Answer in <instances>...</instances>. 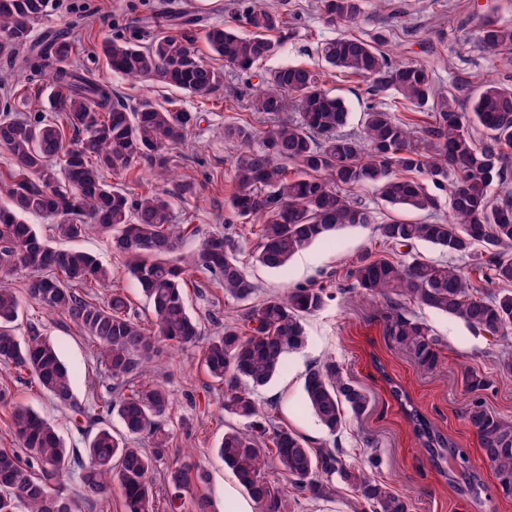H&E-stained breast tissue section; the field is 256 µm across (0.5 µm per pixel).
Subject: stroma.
<instances>
[{"instance_id": "35a3bbf8", "label": "stroma", "mask_w": 512, "mask_h": 512, "mask_svg": "<svg viewBox=\"0 0 512 512\" xmlns=\"http://www.w3.org/2000/svg\"><path fill=\"white\" fill-rule=\"evenodd\" d=\"M269 2L287 14L293 31L282 51L259 65V72L266 73L287 64L323 71L325 89L344 102L349 111L348 125L352 128L360 124L365 110L357 85L338 77L317 53L321 42L343 34L368 40L378 32H386L391 52L427 65L437 84L443 87L460 70L469 73L478 86L489 79L512 76L511 64L489 58L476 41L479 23L485 16L512 25V0H364L358 20L349 26L327 24L317 0ZM240 3L241 0H53L35 26L39 34L64 32L79 38L83 46L80 64L111 82L124 102L134 105L147 96L167 108L201 113L200 124L172 153L174 182L159 180L146 171L123 179L125 187L136 195L147 190L171 195L175 181L195 183L197 193L193 198L172 201L174 222L191 225L194 230L184 243L188 250L214 233L230 234L250 246L255 243L241 220L224 206L234 190L229 166L234 149L224 143L221 128L225 122L240 118L252 121L260 130L265 124L261 116L251 114L248 108L252 96L249 76L225 69L223 60L211 52L204 40L205 26L236 21ZM189 5L203 20L202 25L190 31L195 48L205 62L224 72V85L212 97L203 99L160 83L147 86L126 80L114 74L100 55L103 36L121 32L145 19L153 30L172 31L178 13ZM17 86L24 89L22 111H47L45 77L19 78L9 62L0 60V98ZM77 246L111 267L115 283L123 288L132 310L140 318H149L144 297L111 247L94 233L78 240ZM380 249L373 228L357 227L338 232L335 243H313L282 270L247 262L245 269L257 286L253 296L257 302L295 285L319 282L328 276L333 279V300L322 311L305 317L304 345L285 355L282 371L259 391L260 406L305 436L313 447L335 442L344 449L348 462L357 465L363 464L368 456H376L379 465L373 469V477L408 497L412 512H512V499L493 490V470L482 454L477 432L467 416L473 395L460 381V372L466 367L493 376L492 388L481 392L480 398L490 411L512 420V377L496 372L495 339L473 333L458 320L423 312V319L439 336L443 347L435 370L426 372L418 368L386 333L387 303L380 298L361 297L346 277L348 264L357 255ZM184 294L191 316L206 336L212 335L224 321L237 319L243 310L242 303L225 297L218 289L205 287L204 277L199 273L188 277ZM22 320L40 323L71 370L75 392L81 396L89 394L100 364L78 329L63 323L59 316H46L30 299L23 302ZM198 356L195 348L170 349L155 368V378L166 383L174 402L175 425L168 462L178 465L186 457H193L210 472L209 493L216 512H238L248 495L232 483L229 469L215 451L224 434L222 390L201 370ZM326 358L336 360L344 373L372 396L369 413L359 419H347L344 429L334 439L308 409L303 392L309 369ZM0 380L8 383L15 403L32 407L52 420L64 440L75 443L65 415L50 399L31 388L27 377L16 376L11 369H0ZM394 382L408 392L422 413L442 432L467 451L472 466L491 488L482 508H475L433 469L390 392Z\"/></svg>"}]
</instances>
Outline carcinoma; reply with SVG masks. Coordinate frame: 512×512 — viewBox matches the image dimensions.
<instances>
[{
    "instance_id": "carcinoma-1",
    "label": "carcinoma",
    "mask_w": 512,
    "mask_h": 512,
    "mask_svg": "<svg viewBox=\"0 0 512 512\" xmlns=\"http://www.w3.org/2000/svg\"><path fill=\"white\" fill-rule=\"evenodd\" d=\"M47 0H0V59L22 73L48 76L51 111L23 117L0 108V148L10 167L0 171V272L28 271L29 299L48 314L75 325L104 366L90 396L74 393L72 376L57 344L41 325L16 334L23 300L0 283V364L29 374L34 390L51 398L70 419L78 444L66 445L55 424L27 406L11 411L19 448H0V512H79L80 502L109 507L112 484H120L125 512H179L184 494L195 491V512H215L203 492L208 470L185 465L167 470L165 491L152 474L168 455L173 422L167 387L152 378L156 360L170 347L198 343L200 331L185 306V276L206 275L211 288L248 303L201 347L200 364L224 387V413L245 422L229 424L217 447L225 466L257 504L259 512H295L300 498L331 499L336 485L355 492L350 512H412L410 500L348 463L334 446L313 448L304 436L279 425L259 409L256 396L279 372L285 352L305 342L303 319L325 308L330 287L298 285L250 304L256 287L245 271L244 250L231 237L210 235L181 251L188 225L175 224L169 199L132 195L108 175L137 167L168 179V149L184 142L200 113L159 107L148 98L130 107L112 85L74 61L75 44L50 36L35 39L34 25ZM329 24H352L362 0H319ZM241 16L251 33L226 24L206 26L209 49L247 73L277 54L286 39V14L265 0H243ZM478 42L493 58L512 63V26L484 22ZM386 36L371 40L339 36L320 44L324 63L343 78L364 85L366 110L360 128L346 130L345 104L329 95L321 73L285 65L261 78L250 110L269 129L248 122L224 124V141L236 146L230 160L235 190L225 202L239 219L258 222L251 257L281 269L299 251L331 241L346 228L375 225L381 245L406 248L410 259L357 256L348 279L365 298L393 303L388 335L422 369L437 368L441 340L408 311L427 309L464 322L479 335L512 339V78L474 85L464 71L450 88L414 61L391 57ZM112 72L133 81L162 83L198 97L224 84V74L189 46L187 32L155 33L148 24L101 41ZM391 103L384 101L388 93ZM298 117H285L291 104ZM72 136H67V133ZM372 188L382 206L424 214L421 221L378 220V211L354 199ZM448 192V215L434 190ZM58 217V238L76 241L94 230L123 260L151 309L143 322L127 296L115 290L105 302L95 290L112 286V271L78 249L52 246L24 216ZM425 242L448 258L469 257L486 286L477 287L450 261H431L413 246ZM467 390L489 389L490 376L467 369ZM390 392L429 461L461 495L481 503L485 485L463 449L425 416L392 379ZM306 403L331 436L347 416L367 414L372 396L345 377L336 361L313 366L304 381ZM117 417L123 432L112 428ZM468 418L476 428L496 485L512 489V420L475 399ZM273 470L287 485L271 481ZM79 479L71 495L59 487L69 474Z\"/></svg>"
}]
</instances>
